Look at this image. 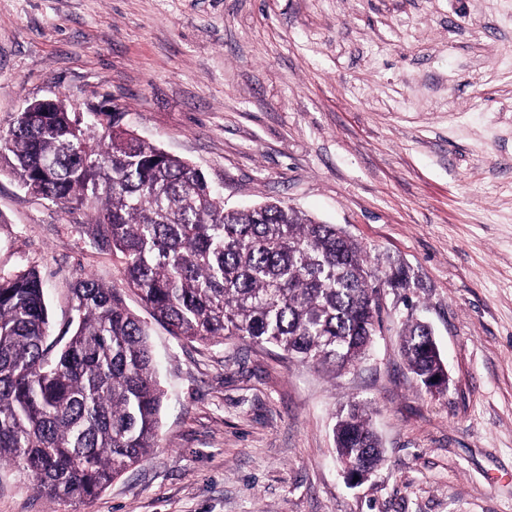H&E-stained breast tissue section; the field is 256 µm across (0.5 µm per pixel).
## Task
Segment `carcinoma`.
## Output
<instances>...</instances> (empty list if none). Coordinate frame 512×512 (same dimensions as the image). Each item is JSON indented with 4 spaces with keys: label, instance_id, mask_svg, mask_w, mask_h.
<instances>
[{
    "label": "carcinoma",
    "instance_id": "carcinoma-1",
    "mask_svg": "<svg viewBox=\"0 0 512 512\" xmlns=\"http://www.w3.org/2000/svg\"><path fill=\"white\" fill-rule=\"evenodd\" d=\"M18 113L0 134V170L63 209L88 204L123 281L178 339L250 340L340 374L373 347L375 291L367 248L280 202L229 209L190 162L140 139L108 112ZM410 287L402 266L385 273ZM64 343L50 339L37 271L0 275V463L51 500L81 502L157 447L165 399L149 333L120 289L74 288ZM401 352L423 387L441 353L423 323L406 319ZM373 410L350 402L333 427L337 459L384 461Z\"/></svg>",
    "mask_w": 512,
    "mask_h": 512
}]
</instances>
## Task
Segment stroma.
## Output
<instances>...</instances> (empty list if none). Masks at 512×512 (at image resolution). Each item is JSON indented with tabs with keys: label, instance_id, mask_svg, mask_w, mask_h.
Masks as SVG:
<instances>
[{
	"label": "stroma",
	"instance_id": "1",
	"mask_svg": "<svg viewBox=\"0 0 512 512\" xmlns=\"http://www.w3.org/2000/svg\"><path fill=\"white\" fill-rule=\"evenodd\" d=\"M63 96L121 112L220 186L342 228L380 269L381 332L342 374L171 336L124 289L88 209L0 172V272L36 269L50 333L77 282L122 291L168 393L151 456L80 503L8 463L0 512H512V0H0V133ZM426 322L448 385L399 348ZM373 403L385 461L348 486L335 418Z\"/></svg>",
	"mask_w": 512,
	"mask_h": 512
}]
</instances>
